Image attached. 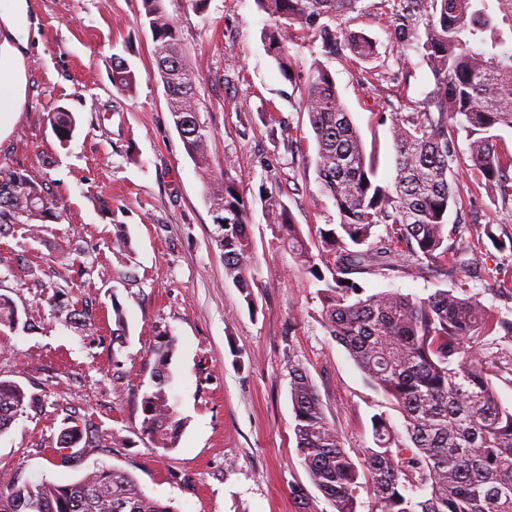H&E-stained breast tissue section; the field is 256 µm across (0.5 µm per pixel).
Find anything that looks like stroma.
<instances>
[{
	"mask_svg": "<svg viewBox=\"0 0 512 512\" xmlns=\"http://www.w3.org/2000/svg\"><path fill=\"white\" fill-rule=\"evenodd\" d=\"M38 22L31 45L27 101L0 141V173L20 172L51 193L61 214L40 237L26 226L0 238V293L32 316L37 330L0 332V379L40 398L0 434V487L16 479H80L97 463L132 472L146 493L177 512H296L292 489L309 486L293 432L291 372L304 368L329 421L355 463L373 447L372 420L402 417L372 387L347 350L328 335L315 286L274 239L261 208H254L251 266L255 310H248L224 277L212 212L195 164L173 124L155 75V44L139 22L142 0H29ZM185 49L198 68L200 117L214 132L216 165L235 160L248 197L277 178L284 199L311 247L319 231L338 223L332 200L314 170L315 141L301 105L302 82L313 63L333 75L379 181L395 176L392 108L413 110L433 88L419 54L398 45L381 0H361L343 26L372 38L379 51L375 77L343 56L311 47L290 49L296 81H286L266 54L267 18L254 0H209L197 13L189 0H166ZM135 66V95L111 81L113 55ZM63 107L79 120L65 143L48 115ZM296 147H289V138ZM459 189L473 202L463 236L480 241L469 275L433 271L359 276L367 293L425 297L439 289L482 293L489 307L512 309V280L499 278L505 259L485 225L512 236V210L488 197L468 169L466 132L456 137ZM131 249L112 250L115 233ZM38 265L35 285L25 263ZM66 300L94 305L95 336L63 326L47 304L49 286ZM127 321L112 339V305ZM177 339L167 392L187 426L177 448L155 447L142 433L141 398L150 385L152 349L165 335ZM85 428L90 446L57 452L63 429ZM121 447H111L112 435Z\"/></svg>",
	"mask_w": 512,
	"mask_h": 512,
	"instance_id": "35a3bbf8",
	"label": "stroma"
}]
</instances>
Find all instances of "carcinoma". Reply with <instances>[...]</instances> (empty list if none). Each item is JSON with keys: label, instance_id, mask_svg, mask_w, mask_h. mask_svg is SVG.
Masks as SVG:
<instances>
[{"label": "carcinoma", "instance_id": "carcinoma-1", "mask_svg": "<svg viewBox=\"0 0 512 512\" xmlns=\"http://www.w3.org/2000/svg\"><path fill=\"white\" fill-rule=\"evenodd\" d=\"M360 0H255L267 17L265 51L289 82V46L319 44L321 54L348 51L355 60L377 59L375 42L336 24ZM390 6L394 35L416 45L433 88L421 110L395 112L393 183L377 180L375 166L332 74L313 66L305 77L306 110L316 142L315 173L333 199L339 222L320 231L313 253L295 224L276 179L259 189L258 202L273 237L288 250L308 282L319 285L321 316L330 336L345 347L367 380L398 409L404 432L373 417L374 447L358 468L328 420L307 372L292 370L297 451L311 484L335 512H358L360 489L372 492L379 512H512V409L502 405L492 377L512 373V317L489 308L479 292L438 290L426 297L397 292L367 294L356 280L401 266L420 273L438 267L453 277L471 264L466 240L448 244V215L461 222L456 184L455 133L467 132L470 170L485 193L512 205V152L498 149L493 131L512 129V0H382ZM169 112L188 157L202 173L224 252V277L255 307L250 214L254 202L234 161L213 166V130L201 121L197 67L181 43L166 0H142ZM424 33H419V27ZM139 75L128 60L112 56V85L133 95ZM56 136L77 129L63 108L49 113ZM59 218L56 202L36 181L18 172L0 175V236L26 224L33 234ZM385 226V234L376 231ZM55 317L89 332L88 306L75 307L58 293L46 297ZM32 327L15 302L0 294V326ZM175 339L152 351L151 388L141 399L142 429L158 448L177 447L187 420L170 401L167 386ZM35 400L15 382L0 380V434ZM78 426L63 429L59 447L84 440ZM297 512H316L306 489L293 490ZM0 512H177L149 496L130 472L96 465L79 480L45 478L0 487Z\"/></svg>", "mask_w": 512, "mask_h": 512}]
</instances>
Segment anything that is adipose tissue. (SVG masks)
Returning <instances> with one entry per match:
<instances>
[{"instance_id": "ef3b65f1", "label": "adipose tissue", "mask_w": 512, "mask_h": 512, "mask_svg": "<svg viewBox=\"0 0 512 512\" xmlns=\"http://www.w3.org/2000/svg\"><path fill=\"white\" fill-rule=\"evenodd\" d=\"M30 38L28 0H0V138L27 98Z\"/></svg>"}]
</instances>
